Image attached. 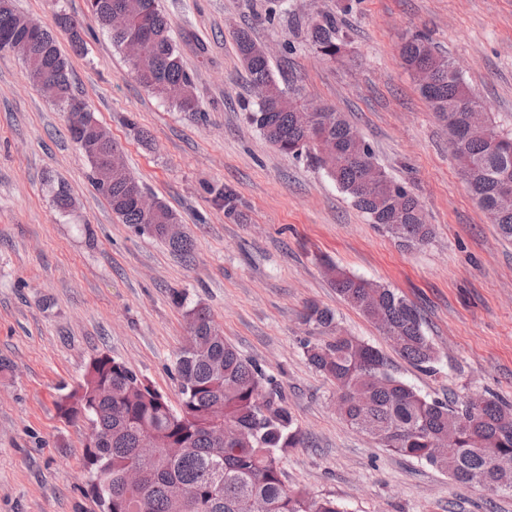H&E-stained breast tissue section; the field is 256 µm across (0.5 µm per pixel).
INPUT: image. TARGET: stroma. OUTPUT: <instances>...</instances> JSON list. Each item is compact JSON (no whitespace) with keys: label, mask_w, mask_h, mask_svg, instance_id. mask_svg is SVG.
<instances>
[{"label":"stroma","mask_w":512,"mask_h":512,"mask_svg":"<svg viewBox=\"0 0 512 512\" xmlns=\"http://www.w3.org/2000/svg\"><path fill=\"white\" fill-rule=\"evenodd\" d=\"M347 1L346 47L324 59L307 29ZM13 4L64 50L58 13L82 22L88 53L70 58L73 92L148 193L177 214L194 253L184 260L113 214L89 183L68 112L30 83L20 56L0 50V512H98L84 461L91 427L62 418L56 402L104 353L178 403L173 364L188 327L175 289L208 307L225 338L282 388L306 439L282 455L289 487L344 512H512V493L461 486L340 420L335 386L300 345L301 315L314 302L387 354L422 396L490 391L512 402V241L471 197L447 128L399 57L407 36L425 33L512 132V0H160L197 88L195 120L139 85L87 0ZM237 29L273 47L281 87L345 114L388 176L419 198L433 229L427 244L399 247L322 171L263 139L247 118L255 96ZM62 185L75 200L68 213L53 202ZM226 188L239 199L233 217L217 199ZM326 260L417 307L439 352L434 372L393 353L339 299Z\"/></svg>","instance_id":"1"}]
</instances>
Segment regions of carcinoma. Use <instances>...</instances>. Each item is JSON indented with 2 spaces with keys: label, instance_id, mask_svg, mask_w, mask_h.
<instances>
[{
  "label": "carcinoma",
  "instance_id": "carcinoma-1",
  "mask_svg": "<svg viewBox=\"0 0 512 512\" xmlns=\"http://www.w3.org/2000/svg\"><path fill=\"white\" fill-rule=\"evenodd\" d=\"M89 11L113 44L138 47L132 71L145 90L182 112H199L195 84L159 0H89ZM114 12L126 15V28L110 27ZM29 22L11 0H0V36L27 42L28 76L37 69L51 74L48 83H31L65 109L75 98L68 63L53 35L44 28L32 30ZM58 24L75 51L82 50L81 24L65 13L58 15ZM343 27V16L325 15L310 26L308 39L321 55L334 58L343 46ZM234 40L250 85L268 89L248 115L264 139L324 171L370 223L392 237L409 245L428 242L432 231L418 199L378 166L372 147L346 116L326 107L305 112L300 99L280 86L266 47L245 30ZM399 52L412 74H425L427 83L419 89L432 111L448 122L450 147L466 152L469 165L462 176L469 192L501 234L512 239V204L499 196L503 179H512V134L495 128L454 62L438 53L426 34L406 38ZM97 125L89 111L70 114V138L90 166L95 191L123 223L165 241L174 253H191L184 235L166 232V225L176 223L169 207L159 201L154 213L141 211L135 191L145 188L128 169L112 173V182L102 186L97 174L109 148L118 144L90 145L89 132ZM326 275L341 300L373 321L395 352L419 369L433 370L438 354L412 302L393 288L333 265L326 266ZM171 300L184 309L194 329L174 363L179 406L107 354L92 358L83 383L57 401L61 416L84 417L104 436L98 443L89 439L84 451L100 512H252L257 504L267 512H344L332 498L285 485L280 453L303 445V438L274 377L230 344L210 312L188 302L186 292L172 290ZM303 320L328 336L301 345L309 364L336 387V411L347 425L392 453L448 472L461 486L482 475L486 488L512 492V471L493 466L496 455H512V402L491 393L461 401L429 400L392 374L380 350L343 333L331 309L312 304ZM226 425L234 429L227 441L218 435ZM449 434L457 452L441 457L437 445ZM144 438L156 442L158 456L143 465L141 483L128 486L123 475L140 464ZM102 472L109 474L110 485L101 492L96 480Z\"/></svg>",
  "mask_w": 512,
  "mask_h": 512
}]
</instances>
